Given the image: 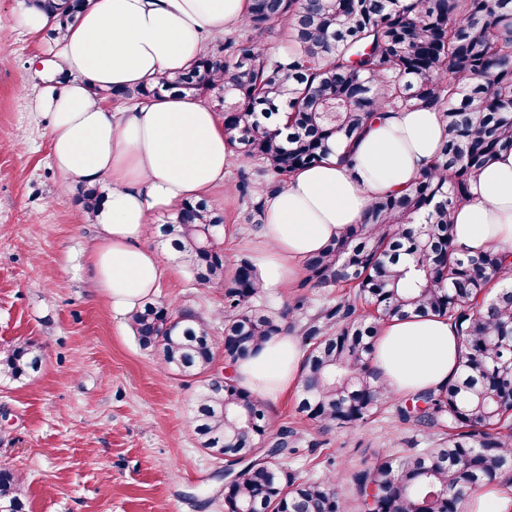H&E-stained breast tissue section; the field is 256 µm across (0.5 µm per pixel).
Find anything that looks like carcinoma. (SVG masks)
<instances>
[{
  "label": "carcinoma",
  "mask_w": 512,
  "mask_h": 512,
  "mask_svg": "<svg viewBox=\"0 0 512 512\" xmlns=\"http://www.w3.org/2000/svg\"><path fill=\"white\" fill-rule=\"evenodd\" d=\"M55 16L52 39L90 0H27ZM238 32L206 44L186 71L157 82L102 93L143 103L164 92L215 98L224 137L244 159L285 180L351 145L387 110L440 114L448 140L439 157L402 194L376 198L359 224L302 263L301 287L336 293L307 316L308 294L274 311L252 261L233 264L209 240L224 215L202 198L184 203L160 233L194 280L224 287V335L195 312L146 302L128 314L139 346L158 353L167 375L198 382L191 416L200 447L245 464L224 487V512H465L488 485L512 487V269L506 252L468 256L452 244L454 214L478 171L512 150V0H249ZM284 37V53L266 43ZM275 182L242 170L235 190L245 223L263 224ZM104 196L78 195L94 220ZM454 324L463 350L448 387L412 395L403 420L436 427L439 442L396 459L383 452L351 474L356 507L335 475L298 480L280 458L296 451V431L280 429L270 446L268 402L211 374L217 355L234 362L268 340L303 337L296 410L323 429L350 428L383 414L398 399L372 368L379 325L411 313ZM44 347L30 339L0 356V380L38 373ZM0 509L26 512L18 476L0 468Z\"/></svg>",
  "instance_id": "cac0c4a2"
}]
</instances>
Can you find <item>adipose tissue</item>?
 <instances>
[{
	"label": "adipose tissue",
	"instance_id": "ef3b65f1",
	"mask_svg": "<svg viewBox=\"0 0 512 512\" xmlns=\"http://www.w3.org/2000/svg\"><path fill=\"white\" fill-rule=\"evenodd\" d=\"M248 0H94L49 53L70 82L45 87L36 108L49 119L50 155L63 184H100L104 201L87 261L94 288L118 312L155 295L167 270L147 242L157 214L223 186L233 149L221 114L196 98L164 93L125 107L99 88L152 83L190 67L206 36L240 27ZM448 137L437 112L389 111L369 122L351 165L329 159L300 169L268 195L252 258L267 288L291 287L302 260L360 223L379 196L406 191ZM459 253L512 249V150L495 155L455 212ZM461 341L447 318L415 313L381 324L373 365L398 396L438 390L459 371ZM303 351L281 336L232 368L237 385L274 397L298 386Z\"/></svg>",
	"mask_w": 512,
	"mask_h": 512
}]
</instances>
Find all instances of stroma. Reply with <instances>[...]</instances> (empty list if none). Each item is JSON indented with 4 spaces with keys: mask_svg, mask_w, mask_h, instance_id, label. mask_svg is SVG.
I'll list each match as a JSON object with an SVG mask.
<instances>
[{
    "mask_svg": "<svg viewBox=\"0 0 512 512\" xmlns=\"http://www.w3.org/2000/svg\"><path fill=\"white\" fill-rule=\"evenodd\" d=\"M23 0H0V352L31 338L45 349L41 370L0 383V467L12 469L28 512H224V462L202 450L190 426L198 385L163 375L124 314L93 289L86 252L95 230L52 163L49 126L36 96L57 66L46 38L16 28ZM254 163L236 158L209 194L233 234L218 233L228 261L252 257L257 231L231 188ZM156 301L194 310L221 334L224 290L195 284L177 255ZM272 430L298 431L283 462L296 478L350 475L385 450L431 447V431L397 410L354 429L300 421L295 394L270 403Z\"/></svg>",
    "mask_w": 512,
    "mask_h": 512,
    "instance_id": "stroma-1",
    "label": "stroma"
}]
</instances>
